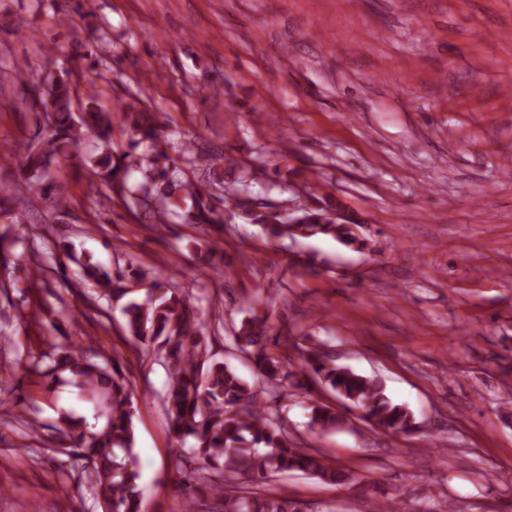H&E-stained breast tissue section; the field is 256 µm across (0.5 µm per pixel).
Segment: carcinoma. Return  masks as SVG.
<instances>
[{
  "mask_svg": "<svg viewBox=\"0 0 512 512\" xmlns=\"http://www.w3.org/2000/svg\"><path fill=\"white\" fill-rule=\"evenodd\" d=\"M72 70L60 69L35 79L26 89L34 106L47 119L35 133L37 143L26 147H3L0 162L17 167L19 179L0 186V213L12 224L36 221L39 211L26 202L23 188H33L54 207L59 216L67 213L65 196L48 180L51 165L60 157L78 154L86 133L100 141L98 151L84 166L88 174L107 185L134 219L148 212L158 224L177 218L204 231L224 232V224L238 217L256 224L267 237L278 242L296 237L330 236L356 252L367 249L359 236L358 220L352 216L340 223L331 219L336 205L328 199L305 204L291 213H280L272 205L258 202L261 194L247 187L231 209L216 207L210 190L243 182V170L224 157L223 164L204 161L189 143L182 154L197 167L199 179L191 180L168 154L165 124L136 95L119 106L128 136V150L112 152V109L92 93L81 102L72 87ZM143 173L142 182L132 186V171ZM63 253L77 263L80 272L73 280L65 277L67 293L83 301L85 308L101 298L129 295L130 281L148 283L141 301L129 300L122 309V331L136 348L154 341L163 347L168 385L165 412L175 439L173 456L177 470L184 473L186 502L191 512H302L300 503L280 490L262 493L268 481L290 471H299L327 484L344 486L356 480L350 469L328 465L319 451L300 448L279 424L278 409L260 404L259 393L277 401L288 388L293 372L282 357L269 351L274 326L270 312L250 308V317L233 330L237 348L254 363L258 386L241 379L228 365L212 360L204 324L186 298L173 288H164L154 269L136 265L112 275V270L79 260L64 245ZM281 348L298 352L302 373L320 378L340 396L364 411L368 420L390 433H407L414 428L412 412L393 403L376 381L347 367L336 365L324 352L305 349L283 337ZM27 366L40 377L55 383L67 379L77 384L93 404L95 423L82 418L61 417L59 438L72 463L90 474L89 488L102 512H141L134 465V399L126 378L124 361L115 353L105 354L93 342L55 345L53 351L30 356ZM309 426L327 433L340 423L339 414L325 406L310 408ZM246 478L253 489H240L234 481Z\"/></svg>",
  "mask_w": 512,
  "mask_h": 512,
  "instance_id": "carcinoma-1",
  "label": "carcinoma"
}]
</instances>
